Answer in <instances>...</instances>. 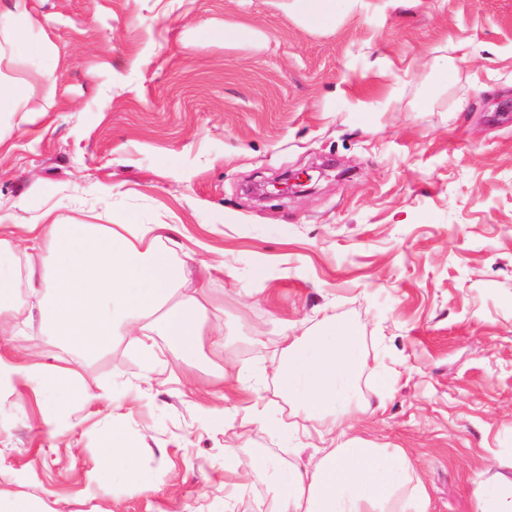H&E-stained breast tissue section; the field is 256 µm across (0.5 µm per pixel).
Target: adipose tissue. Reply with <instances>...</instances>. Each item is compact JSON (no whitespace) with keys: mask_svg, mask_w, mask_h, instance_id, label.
I'll list each match as a JSON object with an SVG mask.
<instances>
[{"mask_svg":"<svg viewBox=\"0 0 512 512\" xmlns=\"http://www.w3.org/2000/svg\"><path fill=\"white\" fill-rule=\"evenodd\" d=\"M175 224H138L123 219L93 224L62 216L55 206L19 198L0 216V303L25 285L23 304L9 307L19 329L51 336L65 354L48 363L41 358L0 352V390L16 392L33 380L46 382L50 417L66 398L94 403L116 402L79 380L67 353L86 358L118 341L140 355L145 373L156 365L155 340L163 338L172 355L193 369L223 356L224 323L209 313L212 300L202 288L187 287L190 263L203 240L187 244ZM184 256L173 263V252ZM37 255L39 267L20 268V255ZM281 355L269 364L293 415L315 423L321 434L343 432L347 423L374 415L379 405L360 391L367 365L362 338L352 324L327 319L310 333L285 325ZM190 393L226 398L249 395L247 418L262 423L267 406L259 387L243 372L225 373L201 387L187 382ZM275 490V512H429L427 488L404 449L379 448L347 439L324 446L308 463L262 462ZM97 471L107 477L123 473L154 488L143 448L127 441L123 417L113 422L112 436L98 454ZM474 512H512V481L472 479Z\"/></svg>","mask_w":512,"mask_h":512,"instance_id":"ef3b65f1","label":"adipose tissue"}]
</instances>
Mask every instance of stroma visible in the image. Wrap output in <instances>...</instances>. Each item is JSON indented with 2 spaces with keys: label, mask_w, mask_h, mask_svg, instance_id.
I'll list each match as a JSON object with an SVG mask.
<instances>
[{
  "label": "stroma",
  "mask_w": 512,
  "mask_h": 512,
  "mask_svg": "<svg viewBox=\"0 0 512 512\" xmlns=\"http://www.w3.org/2000/svg\"><path fill=\"white\" fill-rule=\"evenodd\" d=\"M288 2L26 0L33 40L55 53L17 56L0 32V74L26 87L20 104H0V214L25 195L206 241L200 260L224 257L207 288L231 340L203 380L278 355L285 323L356 324L361 390L387 400L348 435L407 449L430 512H474V471L512 479V0H341L319 31ZM227 23L259 36L202 37ZM319 164L333 173L310 192H249ZM96 185L105 194H89ZM158 348L149 384L119 342L79 363L93 390L122 394L119 410L67 402L49 426L39 386L6 398L0 492L44 512H272L259 461L294 462L298 446L272 379L259 381L266 429L243 421L242 396L182 395L185 366ZM219 404L216 429L204 411ZM119 411L154 490L96 474ZM228 479L249 493L225 501Z\"/></svg>",
  "instance_id": "obj_1"
}]
</instances>
